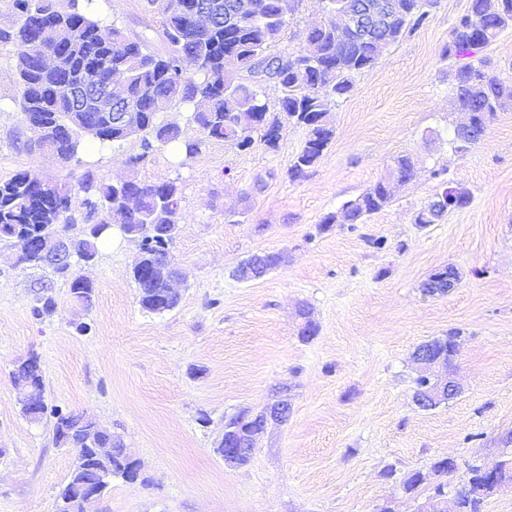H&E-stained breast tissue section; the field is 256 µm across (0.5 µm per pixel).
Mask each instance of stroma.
I'll use <instances>...</instances> for the list:
<instances>
[{
	"label": "stroma",
	"mask_w": 512,
	"mask_h": 512,
	"mask_svg": "<svg viewBox=\"0 0 512 512\" xmlns=\"http://www.w3.org/2000/svg\"><path fill=\"white\" fill-rule=\"evenodd\" d=\"M468 4L434 0L427 21L357 77L331 114L323 158L298 180L288 168L305 132L289 123L272 148L212 142L188 158L164 147L134 169L125 160L139 151L135 138L68 165L17 150L14 53L0 46V178L176 180L180 231L168 259L185 275L175 309H143L131 276L137 244L116 229L94 263L73 268L95 289L86 308L68 280L19 264L18 246L0 244V512H55L74 461L51 417L21 413L11 370L32 354L48 406L95 419L141 466L137 481L113 479L87 512H419L435 479L412 494L402 481L445 457L457 462L444 497L455 512L470 466L512 458V109L469 150L451 146L459 62L442 50ZM99 14L134 32L151 19L144 0H104ZM400 154L417 169L389 206L363 224L323 225ZM441 168L472 200L440 223L414 224L441 189L431 176ZM264 252L285 261L238 280L239 264ZM450 265L458 288L423 295L422 282ZM46 290L56 310L35 315ZM81 321L88 334L76 331ZM451 332L459 393L420 410L414 352ZM283 400L287 421L256 435L250 462L226 463L225 423Z\"/></svg>",
	"instance_id": "obj_1"
}]
</instances>
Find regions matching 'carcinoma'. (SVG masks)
Wrapping results in <instances>:
<instances>
[{"label":"carcinoma","mask_w":512,"mask_h":512,"mask_svg":"<svg viewBox=\"0 0 512 512\" xmlns=\"http://www.w3.org/2000/svg\"><path fill=\"white\" fill-rule=\"evenodd\" d=\"M19 25L0 27V45L15 47V74L20 86L21 120L40 118L55 125L50 148L65 164L78 159L89 135L100 145L116 143L106 120L90 114L78 122L72 108L61 100L59 86L75 78L89 66L102 68L104 80L118 72L128 82L131 111L138 125L141 153L127 162L137 165L155 150L171 146L185 155H195L213 140L230 143L239 150L252 147L259 139L275 144L283 122L306 130L303 147L291 160L289 175L296 180L316 165L334 137L330 112L338 99L354 89L356 78L373 69L392 45L400 42L428 16L416 0H403L407 8L394 20L389 33L375 43L343 42L330 26L309 31L307 50L288 55L276 53L288 31L291 17L302 0H256L252 16L227 24L219 21L209 30L189 25L186 8L195 0H148L157 6L152 25L145 34L130 36L104 24L94 10L96 0H68L59 9L55 0H11ZM59 19L74 43L49 42L59 65L54 71H38L30 59L29 41L36 38L49 19ZM512 29V0H470L467 10L449 31L442 50L446 59H466L468 63L452 74V92L461 117L453 127L452 143L466 140L476 144L483 138L496 113L512 108V83L500 77L497 65L482 51L506 30ZM269 66V75L278 84L277 112L270 111L262 98L260 67ZM184 104L192 107L189 122L199 133L188 137L180 127L160 121L168 108ZM414 163L407 155L393 159L388 178L342 206L343 223L364 224L392 201L391 181L408 182L414 177ZM436 194L442 206L463 208L471 201L469 189L461 183H442ZM140 196V208L131 211L125 197ZM179 188L173 180L146 181L133 178L117 184L95 180L91 175L79 181V192L67 181H57L48 189L35 188L28 173L19 171L0 180V241L18 237H41L46 241L67 235L77 223L126 226L132 235L143 237V256L132 267L142 308L157 312L169 277L176 270L162 266L168 244L180 223ZM103 231L82 230L69 238L72 256L83 262L96 259ZM70 291L85 306L92 305L94 287L81 276L69 273ZM14 387L23 392L22 412L37 420L49 413L54 418L56 443L75 453L67 482L59 489L55 512H67V502L77 489L85 457L91 448L123 447L112 432L95 421L61 408L48 409L39 390L43 372L38 356L31 355L11 372ZM486 490L460 498L461 512H482Z\"/></svg>","instance_id":"carcinoma-1"}]
</instances>
